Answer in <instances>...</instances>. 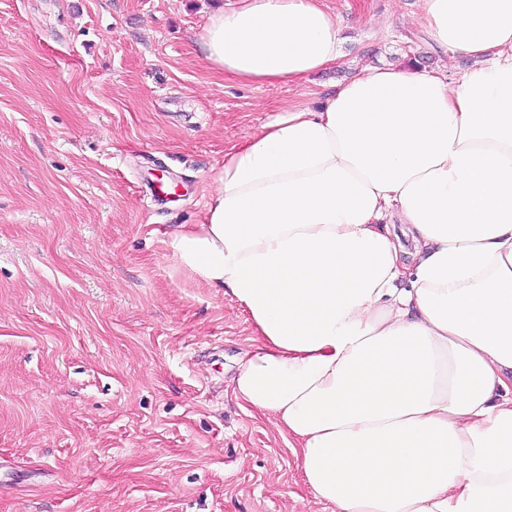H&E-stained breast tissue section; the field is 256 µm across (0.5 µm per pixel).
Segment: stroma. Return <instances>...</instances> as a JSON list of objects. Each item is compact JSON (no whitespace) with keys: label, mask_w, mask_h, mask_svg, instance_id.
<instances>
[{"label":"stroma","mask_w":512,"mask_h":512,"mask_svg":"<svg viewBox=\"0 0 512 512\" xmlns=\"http://www.w3.org/2000/svg\"><path fill=\"white\" fill-rule=\"evenodd\" d=\"M336 65L214 71L217 0H0V512H306L299 461L231 390L248 316L175 263L225 153L367 66L467 67L419 0H326Z\"/></svg>","instance_id":"stroma-1"}]
</instances>
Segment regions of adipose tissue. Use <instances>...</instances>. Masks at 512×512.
I'll return each mask as SVG.
<instances>
[{
    "instance_id": "ef3b65f1",
    "label": "adipose tissue",
    "mask_w": 512,
    "mask_h": 512,
    "mask_svg": "<svg viewBox=\"0 0 512 512\" xmlns=\"http://www.w3.org/2000/svg\"><path fill=\"white\" fill-rule=\"evenodd\" d=\"M469 67H367L224 156L170 246L254 330L232 392L314 512H512V0H421ZM211 67L294 84L340 57L322 0H235Z\"/></svg>"
}]
</instances>
